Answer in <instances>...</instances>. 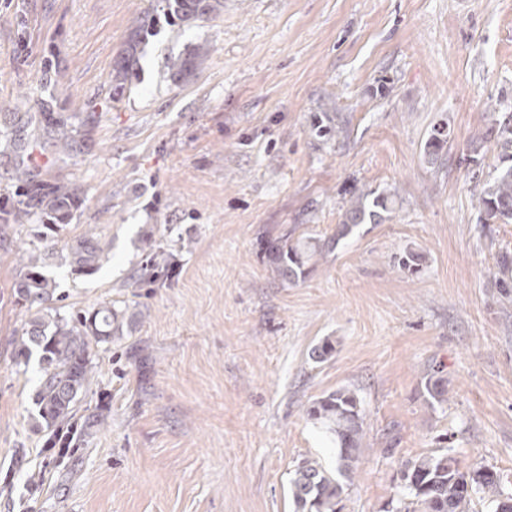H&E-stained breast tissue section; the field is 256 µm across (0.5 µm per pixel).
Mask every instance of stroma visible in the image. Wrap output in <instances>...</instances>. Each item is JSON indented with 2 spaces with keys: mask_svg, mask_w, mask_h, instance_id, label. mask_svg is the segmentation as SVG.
Listing matches in <instances>:
<instances>
[{
  "mask_svg": "<svg viewBox=\"0 0 512 512\" xmlns=\"http://www.w3.org/2000/svg\"><path fill=\"white\" fill-rule=\"evenodd\" d=\"M146 13L138 67L117 85ZM200 44L204 63L174 76L170 59ZM510 110L512 0H224L190 23L165 0H0V197L21 157L83 190L62 230L37 237L25 217L0 235V512H294L298 463L336 465L306 410L344 386L364 438L341 512H393L405 464L446 449L512 492V305L493 284L512 224L482 229L475 177L495 162L481 137ZM48 116L74 128L70 155L39 138ZM370 191L394 198L381 223L298 281L275 276L266 243L328 238ZM84 235L104 250L92 275L56 259ZM146 237L178 264L172 282L133 280ZM28 250L50 254L64 314L139 315L91 344L63 456L32 401L37 363H14ZM326 337L335 353L312 362ZM431 376L447 402L431 403ZM146 24L147 22L145 19L139 20L137 25L130 33L127 50L113 68V81L121 84L133 72L134 67L137 65V44L142 33L147 27Z\"/></svg>",
  "mask_w": 512,
  "mask_h": 512,
  "instance_id": "obj_1",
  "label": "stroma"
}]
</instances>
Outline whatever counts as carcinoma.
Wrapping results in <instances>:
<instances>
[{
	"label": "carcinoma",
	"mask_w": 512,
	"mask_h": 512,
	"mask_svg": "<svg viewBox=\"0 0 512 512\" xmlns=\"http://www.w3.org/2000/svg\"><path fill=\"white\" fill-rule=\"evenodd\" d=\"M224 8V0H173V14L182 21L209 19ZM146 29L141 19L130 33L128 47L113 68V81L121 84L137 65V44ZM208 48L197 46L186 56L173 59L171 67L178 75L193 74L205 59ZM487 135L493 138L497 151L495 176L480 190V221L486 228L492 224L512 223V112H504L494 121ZM445 126L433 129L426 143L428 155L438 156L448 143ZM18 205L3 209L0 232L16 223L21 216L40 213L44 228L58 231L72 218L81 201L80 188L71 182H40L32 179L24 164L14 172ZM392 199L385 194L359 193L350 199L336 233L320 243L308 240L301 245L271 242L267 246L273 271L282 280L294 282L306 272L310 258L332 249L354 233L361 224H378L390 211ZM103 250L92 237H80L67 247L64 263L72 271L93 274L102 266ZM47 256L31 253L24 263L25 272L16 283L18 299L37 310L25 320L22 336L15 341V363L28 364L33 354L39 355L41 376L33 402L47 426L74 418L79 394L92 379L89 354L90 340L110 342L125 336L136 322V313L102 305L91 311L66 316L52 305L60 301L55 281L43 273ZM494 286L501 297L512 301V255L505 252L498 259ZM336 351L335 341L327 337L309 353L315 363H322ZM308 417L329 428L336 438V468L327 470L316 458H307L289 481L295 512H339L344 492L343 480L350 478L359 463V449L364 436L361 404L356 393L338 388L312 402ZM408 477L427 485L417 490L406 484L398 493L395 512H472L474 499H486L494 512H512V495L504 493L502 477L492 466L479 465L469 471L459 467L458 459L441 451L415 459L406 465Z\"/></svg>",
	"instance_id": "1"
}]
</instances>
